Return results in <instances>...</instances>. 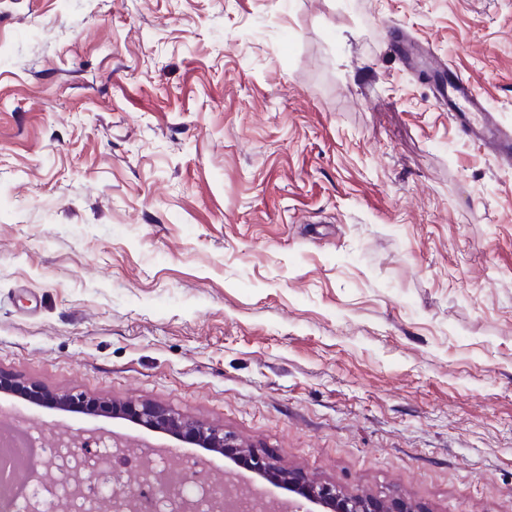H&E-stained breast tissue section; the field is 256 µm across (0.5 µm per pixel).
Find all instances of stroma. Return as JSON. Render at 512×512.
<instances>
[{
    "mask_svg": "<svg viewBox=\"0 0 512 512\" xmlns=\"http://www.w3.org/2000/svg\"><path fill=\"white\" fill-rule=\"evenodd\" d=\"M512 0H0V371L416 512H512ZM45 439L129 421L0 392ZM437 102L479 146L495 152L502 160H512V129L499 122L483 95L468 79L459 76L446 85V93L443 88ZM1 392L16 393L35 403H47L74 413H106L119 416L145 428L191 442L200 448L227 455L230 448H242L223 429L207 426L167 407L145 401L116 402L86 395L51 392L36 383H20L0 372Z\"/></svg>",
    "mask_w": 512,
    "mask_h": 512,
    "instance_id": "obj_1",
    "label": "stroma"
}]
</instances>
